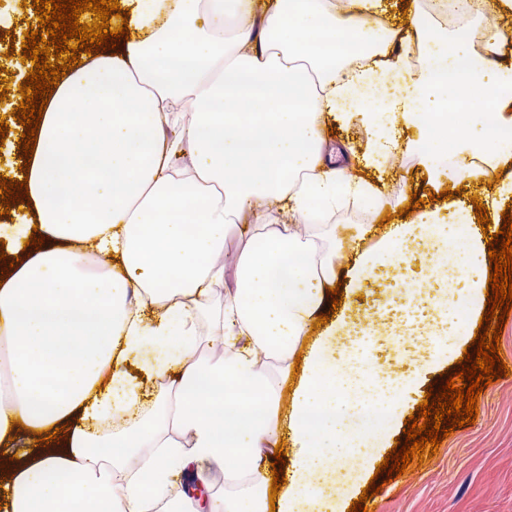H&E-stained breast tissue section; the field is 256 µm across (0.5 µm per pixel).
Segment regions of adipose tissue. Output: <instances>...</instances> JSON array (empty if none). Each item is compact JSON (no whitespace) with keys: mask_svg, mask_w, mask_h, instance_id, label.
Listing matches in <instances>:
<instances>
[{"mask_svg":"<svg viewBox=\"0 0 512 512\" xmlns=\"http://www.w3.org/2000/svg\"><path fill=\"white\" fill-rule=\"evenodd\" d=\"M376 0H133L134 34L60 78L36 130L30 209L0 224L15 258L0 281V477L8 512H150L168 484L207 458L232 490L182 496L170 512H339L353 484L346 456L370 455L399 420L397 380L376 379L363 408L347 326L314 323L336 278L325 221L348 203L387 207L367 172L403 154H447L449 182L492 184L488 210L512 196V29L448 31L427 14L416 33L375 24ZM481 51H474V41ZM497 137H488L486 113ZM372 132L363 174L337 165L329 121ZM180 126L179 135L166 134ZM190 157V167L176 164ZM288 223L248 239L232 285L219 258L230 228ZM471 206L376 237L354 228L350 278L400 266L383 306L412 322L419 258L448 265L435 294L429 359L476 314L486 240ZM42 247L28 246L31 233ZM468 288H460V281ZM226 286L216 359L197 356V313ZM296 376L291 400L280 379ZM166 379V392L156 381ZM49 441L5 456L19 432ZM292 472L270 497L284 433Z\"/></svg>","mask_w":512,"mask_h":512,"instance_id":"obj_1","label":"adipose tissue"}]
</instances>
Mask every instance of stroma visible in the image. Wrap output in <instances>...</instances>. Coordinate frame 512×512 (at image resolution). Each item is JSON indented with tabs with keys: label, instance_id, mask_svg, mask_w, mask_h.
I'll return each instance as SVG.
<instances>
[{
	"label": "stroma",
	"instance_id": "35a3bbf8",
	"mask_svg": "<svg viewBox=\"0 0 512 512\" xmlns=\"http://www.w3.org/2000/svg\"><path fill=\"white\" fill-rule=\"evenodd\" d=\"M0 118L8 126L6 147L0 150V176L17 179L22 175L19 142L24 127L13 116L9 102L0 103ZM424 176L418 158L408 156L389 180L394 223H404L399 210L406 207L411 194L427 189ZM478 331L477 321L464 324L462 332L469 335V342L441 348L430 371L413 375L408 365H397L404 381L396 398L403 402L406 415L415 414L434 380L457 372L463 353L474 351L472 337ZM366 505L368 512H512V373L484 388L474 424L455 429L435 457L410 465Z\"/></svg>",
	"mask_w": 512,
	"mask_h": 512
}]
</instances>
